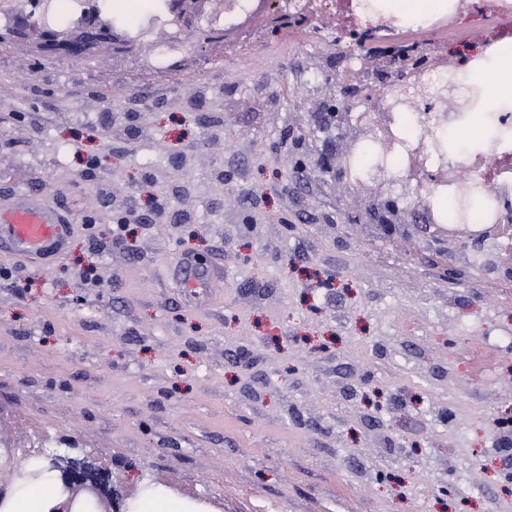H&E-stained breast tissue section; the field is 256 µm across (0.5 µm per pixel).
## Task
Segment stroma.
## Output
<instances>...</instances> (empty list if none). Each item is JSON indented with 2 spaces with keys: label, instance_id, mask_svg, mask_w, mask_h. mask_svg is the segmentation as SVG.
Masks as SVG:
<instances>
[{
  "label": "stroma",
  "instance_id": "obj_1",
  "mask_svg": "<svg viewBox=\"0 0 512 512\" xmlns=\"http://www.w3.org/2000/svg\"><path fill=\"white\" fill-rule=\"evenodd\" d=\"M307 24L325 56L266 25L164 74L0 47V201L49 185L103 237L100 178L160 210L108 258L79 224L43 269L0 251L22 281L0 288V437L76 440L196 512H497L512 369L476 380L467 358L512 360V278H443L447 256L349 223L295 169L300 87L345 74L365 29ZM180 256L223 280L195 294ZM92 268L111 287H82Z\"/></svg>",
  "mask_w": 512,
  "mask_h": 512
}]
</instances>
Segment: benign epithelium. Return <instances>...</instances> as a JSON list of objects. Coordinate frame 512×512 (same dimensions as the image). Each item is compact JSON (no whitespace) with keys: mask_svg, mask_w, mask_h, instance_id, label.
<instances>
[{"mask_svg":"<svg viewBox=\"0 0 512 512\" xmlns=\"http://www.w3.org/2000/svg\"><path fill=\"white\" fill-rule=\"evenodd\" d=\"M290 0H249L246 7L239 0H170L164 24L141 28L134 32L87 6L79 16L65 22L46 21L51 0H6L0 6V44L22 47L38 57L96 59L110 54L112 61L129 58L143 65L151 64L153 52L160 51L175 67L187 68L196 60L184 53L182 36L191 32L200 48L207 53L220 52L224 39L257 18H269L288 12ZM341 88L335 81L328 92L316 98L304 121L319 132L336 130V145L320 139L314 157L296 162V167L309 165L330 177L340 198L349 200L354 220L376 224L391 235L409 238L420 225L433 224L429 196L412 194L414 174L399 178L386 171L392 152L387 137L394 123L391 112H369L355 117L350 112H331L339 100ZM390 94L404 97L409 110L432 113L426 123L437 127L439 113L474 109L478 94L457 98L451 91L439 95L426 85L408 80L390 86ZM367 143L378 146L377 159L361 174L354 173L359 150ZM459 192L473 189L471 169L465 164L451 166ZM434 234L425 242L429 249L448 248L462 268L474 266L472 250L484 252L499 238L492 227L480 232L471 229L466 218L448 225L434 224ZM125 464L68 443L64 448H25L0 446V512H10L14 489L51 476L62 503L50 512H132V504L147 486H159L151 476L141 474L140 486L128 485L122 475Z\"/></svg>","mask_w":512,"mask_h":512,"instance_id":"1","label":"benign epithelium"}]
</instances>
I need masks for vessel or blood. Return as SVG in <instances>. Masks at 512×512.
<instances>
[{
  "label": "vessel or blood",
  "instance_id": "1",
  "mask_svg": "<svg viewBox=\"0 0 512 512\" xmlns=\"http://www.w3.org/2000/svg\"><path fill=\"white\" fill-rule=\"evenodd\" d=\"M66 231L58 210L44 193L21 194L0 207V243L7 244L16 254L41 258L46 251L60 246ZM176 267L190 288L211 285L210 269H196L186 261Z\"/></svg>",
  "mask_w": 512,
  "mask_h": 512
}]
</instances>
